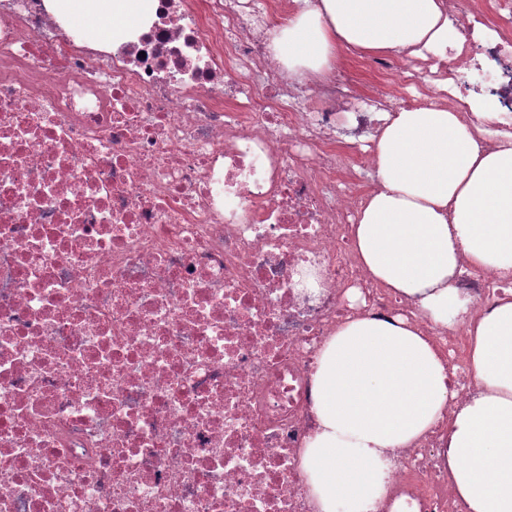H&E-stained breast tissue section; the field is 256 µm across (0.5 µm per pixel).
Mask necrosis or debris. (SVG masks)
I'll list each match as a JSON object with an SVG mask.
<instances>
[{"mask_svg": "<svg viewBox=\"0 0 512 512\" xmlns=\"http://www.w3.org/2000/svg\"><path fill=\"white\" fill-rule=\"evenodd\" d=\"M445 5L447 52L376 59L390 85L362 93L276 57L297 0H154L115 44L0 0V512H315L312 376L357 317L406 319L456 391L373 512H470L445 457L468 327L368 279L351 240L383 114L471 124L476 94L487 146L512 138V0ZM455 286L482 314L512 277Z\"/></svg>", "mask_w": 512, "mask_h": 512, "instance_id": "necrosis-or-debris-1", "label": "necrosis or debris"}]
</instances>
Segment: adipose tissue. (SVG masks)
<instances>
[{
  "mask_svg": "<svg viewBox=\"0 0 512 512\" xmlns=\"http://www.w3.org/2000/svg\"><path fill=\"white\" fill-rule=\"evenodd\" d=\"M71 28L112 27L113 42L149 0H56ZM448 44L444 0H311L274 49L289 71L327 74L341 50L416 55ZM441 108L404 109L381 129L377 186L353 226L364 273L413 298L436 323L467 324L476 394L448 420V472L471 512H512V294L473 316L453 281L464 269L512 275V146ZM317 426L301 467L316 512H371L387 451L413 444L455 392L435 346L404 320L350 319L313 374Z\"/></svg>",
  "mask_w": 512,
  "mask_h": 512,
  "instance_id": "obj_1",
  "label": "adipose tissue"
}]
</instances>
